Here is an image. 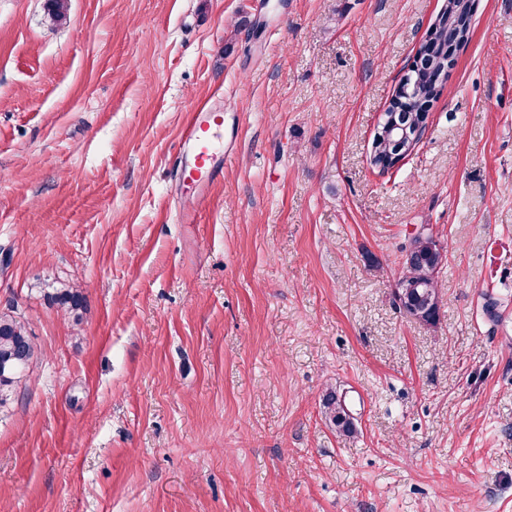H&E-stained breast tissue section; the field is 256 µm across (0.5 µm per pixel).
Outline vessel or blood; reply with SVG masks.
<instances>
[{"mask_svg":"<svg viewBox=\"0 0 512 512\" xmlns=\"http://www.w3.org/2000/svg\"><path fill=\"white\" fill-rule=\"evenodd\" d=\"M181 146L189 148L192 164L185 174L207 191L222 172L224 160V113L215 103L202 101L188 113L182 131Z\"/></svg>","mask_w":512,"mask_h":512,"instance_id":"obj_1","label":"vessel or blood"}]
</instances>
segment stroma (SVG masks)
Instances as JSON below:
<instances>
[{
  "mask_svg": "<svg viewBox=\"0 0 512 512\" xmlns=\"http://www.w3.org/2000/svg\"><path fill=\"white\" fill-rule=\"evenodd\" d=\"M44 4L0 0V310L38 352L0 512H512V0H475L385 173L377 125L445 0ZM209 99L228 151L198 208L172 157ZM423 224L433 325L395 301ZM49 294L50 299L78 324L85 309V295L83 289L76 285L61 284L59 288H53ZM322 407L326 419L336 428V431L345 436L356 433V426L349 418L346 405L338 397L336 391L328 390L322 397Z\"/></svg>",
  "mask_w": 512,
  "mask_h": 512,
  "instance_id": "obj_1",
  "label": "stroma"
}]
</instances>
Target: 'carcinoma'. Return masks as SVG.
Instances as JSON below:
<instances>
[{
	"label": "carcinoma",
	"mask_w": 512,
	"mask_h": 512,
	"mask_svg": "<svg viewBox=\"0 0 512 512\" xmlns=\"http://www.w3.org/2000/svg\"><path fill=\"white\" fill-rule=\"evenodd\" d=\"M45 9L50 19L60 23L66 19V0H46ZM454 31L441 28L434 40L430 62L445 56L448 37ZM437 73H421V81L414 95L421 104L428 105L439 94L435 78ZM438 255L434 243L427 238L414 240V256L403 268L399 281L405 287L396 289L395 298L400 310L407 316L433 324L439 315L438 305L431 298L439 296L436 269ZM50 299L74 322H79L85 309L83 289L76 285L63 284L53 289ZM35 357V344L29 331V323L9 312H0V410L8 407L19 382L24 378ZM326 419L345 436L356 433V426L349 418L346 405L336 391L328 390L322 397Z\"/></svg>",
	"instance_id": "cac0c4a2"
}]
</instances>
